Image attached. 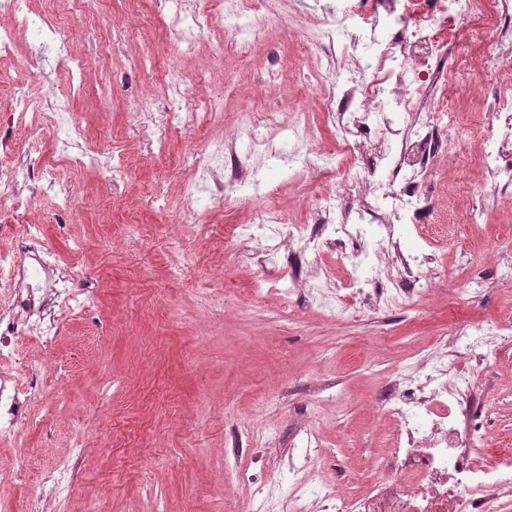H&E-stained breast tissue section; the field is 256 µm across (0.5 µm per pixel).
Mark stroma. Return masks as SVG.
<instances>
[{
	"instance_id": "obj_1",
	"label": "stroma",
	"mask_w": 512,
	"mask_h": 512,
	"mask_svg": "<svg viewBox=\"0 0 512 512\" xmlns=\"http://www.w3.org/2000/svg\"><path fill=\"white\" fill-rule=\"evenodd\" d=\"M315 0H269L270 41L243 47L215 27L195 31L182 51L158 0H105L109 18L121 22L124 40L108 57L96 51L94 21L76 27L73 58L83 64V91L71 104L82 127L90 161L71 164L57 148L49 114L39 104L66 93L68 68H35L33 107L17 122L3 116L11 102L0 95V140L18 151L36 150L58 169L75 202L56 215L50 201L23 195L25 217L43 225V247L73 276L83 307L69 314L51 342L29 331L12 357L0 359V376L26 370L39 377L24 401L22 425L0 436V503L23 512L27 500L49 497L51 512H85L91 502L108 512H224L235 497L251 512H264L255 484L276 478L275 495L287 501L288 450L299 425L317 431L330 450L327 463L344 461L354 471L372 468L382 435L375 427L371 396L398 366L411 344L444 331L449 319L492 320L512 314V288L495 284L483 297L449 304V279H437L438 301L420 319L386 311L393 331L371 350L376 323L332 318L295 297L283 308L278 291L255 294L257 262L270 278L287 282L288 253L263 251L238 233L264 204L226 190L222 200L200 198L202 218H192L185 188L193 179L180 157L194 149L236 139L244 121L261 126L274 147L288 149L281 131L305 128L309 147L332 152L336 131L328 125L327 94L334 77L323 60L299 57L298 35L318 20ZM299 58L289 81L272 79L268 62ZM177 72L195 87L197 104L223 99L219 116L200 114L193 131L166 132V147L147 149L149 131L132 111H162L165 75ZM512 83V69L474 61L452 96L465 112L483 96ZM125 164L119 186L102 174L111 157ZM251 180L278 187L284 222L311 217L321 192L336 173L285 170L269 158L253 160ZM469 200L448 196V175L428 179L434 201L428 229L437 254L455 265L461 250L481 249L512 264V205L482 188L480 172ZM484 208L482 242L460 234L471 207ZM109 362L111 379L98 365ZM489 372L500 393L498 442L512 448V351ZM112 445L101 455L95 442ZM75 463L62 471L64 462ZM245 472L249 481L238 480ZM57 474V486L43 484Z\"/></svg>"
}]
</instances>
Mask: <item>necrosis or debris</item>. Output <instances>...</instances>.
I'll return each instance as SVG.
<instances>
[{"mask_svg":"<svg viewBox=\"0 0 512 512\" xmlns=\"http://www.w3.org/2000/svg\"><path fill=\"white\" fill-rule=\"evenodd\" d=\"M73 3L71 17L50 23L41 60L70 62L76 21L101 12L100 0ZM164 3L181 43L194 30L223 24L246 46L270 36L263 18L267 0ZM506 16L512 18V0H496L492 10L484 0H376L372 8L365 0H332L321 22L304 30L305 55L342 52L334 83L336 109L328 118L339 153L360 155L361 161L334 163L329 154L307 148L279 155L289 169L335 164L336 187L319 197L313 223H284L270 205L244 231L263 240L268 251L294 242L302 252H335L345 270L336 282L311 264L290 266V283L305 290L322 311L341 319L357 317L362 308L420 313L440 271L470 297L485 292L487 279L473 278L467 263L451 267L430 246L411 252L400 242L405 227L422 223L432 211L424 190L431 165L447 163L461 186L470 170L466 150L448 132V89L458 75L449 68L448 57L466 59L476 46L485 62L512 66V35L501 26ZM386 28L396 29L397 38L384 40ZM189 98V88L174 83L165 111L140 112L136 118L159 130L189 126ZM482 110L497 132L484 141L481 164L492 186L505 193L512 189V86L486 97ZM250 161L249 148L221 143L186 155L184 165L200 176L191 193L221 198L225 185L238 184ZM28 189L50 198L58 213L74 208L52 166L38 156L20 160L13 146L1 141L0 233L19 227L23 236L16 250L0 254V269L9 271L8 279L0 280V290L9 294L0 303V357L10 355L17 337L30 329L52 336L61 324L60 312L71 311L78 302L67 281L46 287L28 273L27 260H37L44 269L55 264L52 254L41 249V225L26 223L20 210L19 200ZM373 239L384 245L394 275L382 276L373 263ZM510 346L511 320L493 325L449 321L447 331L401 363L373 396L376 412L391 426V437L367 487L344 496L341 488L348 474L339 464L317 486L298 481L307 464L327 454L307 429L298 442L301 454L288 463V477L295 482L289 512H500L504 499H512V452L495 446V389L483 369Z\"/></svg>","mask_w":512,"mask_h":512,"instance_id":"necrosis-or-debris-1","label":"necrosis or debris"}]
</instances>
